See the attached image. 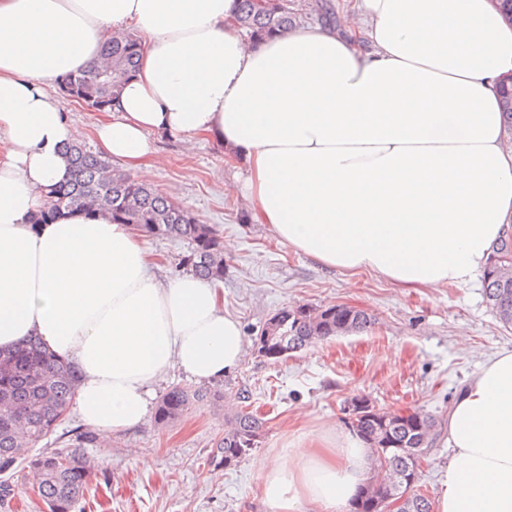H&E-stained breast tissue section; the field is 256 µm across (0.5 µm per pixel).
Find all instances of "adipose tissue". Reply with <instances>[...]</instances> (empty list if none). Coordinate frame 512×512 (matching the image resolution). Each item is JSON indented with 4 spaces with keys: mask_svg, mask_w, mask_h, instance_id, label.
Here are the masks:
<instances>
[{
    "mask_svg": "<svg viewBox=\"0 0 512 512\" xmlns=\"http://www.w3.org/2000/svg\"><path fill=\"white\" fill-rule=\"evenodd\" d=\"M235 17L236 0H0V347L36 336L72 364L75 411L104 439L143 423L168 371L209 382L244 356L223 289L160 279L130 225L82 210L29 224L71 177L75 129L49 85L99 62L112 32L146 40L94 137L138 174L149 133L211 139L242 162L256 223L403 288L468 283L512 236V24L493 0H343L336 24L261 41ZM441 440L435 512H512V350L460 389ZM254 466L269 512H337L369 450L343 433Z\"/></svg>",
    "mask_w": 512,
    "mask_h": 512,
    "instance_id": "1",
    "label": "adipose tissue"
}]
</instances>
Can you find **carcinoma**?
I'll use <instances>...</instances> for the list:
<instances>
[{
  "mask_svg": "<svg viewBox=\"0 0 512 512\" xmlns=\"http://www.w3.org/2000/svg\"><path fill=\"white\" fill-rule=\"evenodd\" d=\"M301 21L302 16L290 10L283 0H266L263 8L257 6L256 0H238V28L252 40L295 28ZM141 52L142 44L135 35L114 36L102 46L106 64L66 76L61 89L68 97L83 101L90 110L105 112L111 106L114 92L134 76ZM501 101L506 140L511 145L512 89L501 95ZM68 152L73 177L50 191L46 205L32 217V228L53 221L64 211L106 205L114 223L129 224L143 237L188 242L190 250L181 257V265L202 279L224 280V242L213 225L202 223L190 210L145 182L114 170L106 158L86 143L78 140L69 146ZM483 291L500 322L512 327L511 237L493 248L483 273ZM275 317L282 324L278 335L285 337L289 350H302L317 340L338 336L345 327L352 333L365 331L371 325L365 312L336 305L316 309L303 304L284 308ZM77 382L75 367L46 349L36 337L0 353V472L14 468L15 460L25 463L28 471L39 476L37 497L46 512H73L89 491L91 472L83 448L94 443L91 432L79 433L75 442L64 449L29 455L31 448L61 425ZM234 399L243 406L230 416L216 447L224 453V460L236 463L257 447L264 424L247 411L248 390H240ZM219 401L216 392L174 386L160 402L158 422L175 420L193 405ZM418 420L426 426L434 425L426 414H400L382 407L378 413L358 419L355 430L364 442L375 436L388 441L386 447H372L373 470L406 474L411 462L400 446L412 436ZM388 491L389 485L377 482L376 476L367 478L358 497L349 503L348 512H380L375 502L385 499ZM395 512H433L432 502L423 493H413L407 505Z\"/></svg>",
  "mask_w": 512,
  "mask_h": 512,
  "instance_id": "1",
  "label": "carcinoma"
}]
</instances>
